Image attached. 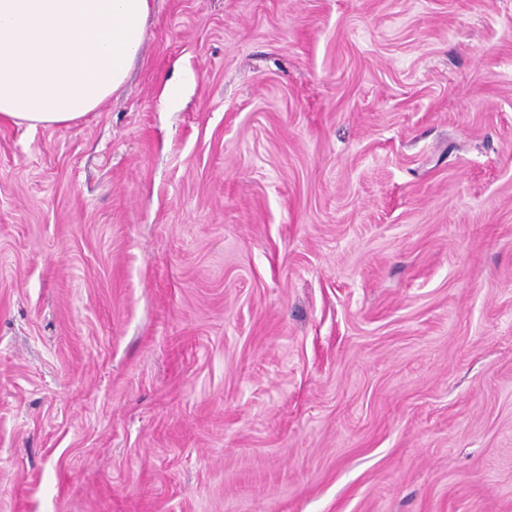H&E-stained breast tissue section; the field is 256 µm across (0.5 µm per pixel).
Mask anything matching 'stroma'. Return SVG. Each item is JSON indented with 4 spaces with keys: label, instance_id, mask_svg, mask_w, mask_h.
Masks as SVG:
<instances>
[{
    "label": "stroma",
    "instance_id": "stroma-1",
    "mask_svg": "<svg viewBox=\"0 0 512 512\" xmlns=\"http://www.w3.org/2000/svg\"><path fill=\"white\" fill-rule=\"evenodd\" d=\"M0 512H512V0H153L1 121Z\"/></svg>",
    "mask_w": 512,
    "mask_h": 512
}]
</instances>
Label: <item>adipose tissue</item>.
<instances>
[{"label": "adipose tissue", "mask_w": 512, "mask_h": 512, "mask_svg": "<svg viewBox=\"0 0 512 512\" xmlns=\"http://www.w3.org/2000/svg\"><path fill=\"white\" fill-rule=\"evenodd\" d=\"M151 0H0V120L66 125L125 84Z\"/></svg>", "instance_id": "1"}]
</instances>
